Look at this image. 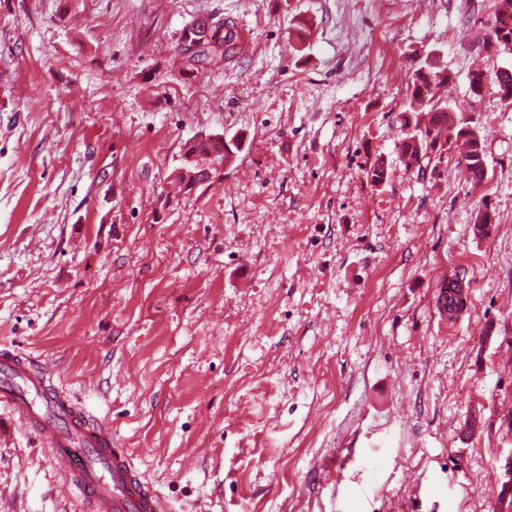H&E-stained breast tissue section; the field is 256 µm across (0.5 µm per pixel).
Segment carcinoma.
Wrapping results in <instances>:
<instances>
[{"label":"carcinoma","mask_w":512,"mask_h":512,"mask_svg":"<svg viewBox=\"0 0 512 512\" xmlns=\"http://www.w3.org/2000/svg\"><path fill=\"white\" fill-rule=\"evenodd\" d=\"M223 34H218L220 28ZM213 25L206 20L191 23L185 30L187 41L196 46L195 52L187 56L190 71H199L212 62L233 56L237 32L236 24L224 22V26ZM485 50L512 54V10L495 11L493 20L483 35ZM449 81L447 71L439 66L438 50L432 49L419 58L414 67L412 84L408 87L407 103L401 111V124L408 129L402 138L399 161L407 167L421 166V161L431 155L441 156L445 144H455L459 149L460 163L479 184L486 176V145L478 126L471 120L460 119L452 125L448 121L449 106L436 99L437 88ZM494 84L501 101L512 105V69L504 67L496 72ZM488 86V77L481 71L469 77V90L474 99L483 97ZM199 149L213 155L212 162L222 166L234 154L231 146L222 137H210ZM367 180L380 186L387 180L384 163L375 162L365 169ZM211 179V170L201 169L191 163L180 168L175 176L180 190H190L205 180ZM469 284L460 276H452L444 282L437 301H445L448 317L458 316L466 309Z\"/></svg>","instance_id":"carcinoma-1"}]
</instances>
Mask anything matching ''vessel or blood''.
I'll use <instances>...</instances> for the list:
<instances>
[{
	"instance_id": "obj_1",
	"label": "vessel or blood",
	"mask_w": 512,
	"mask_h": 512,
	"mask_svg": "<svg viewBox=\"0 0 512 512\" xmlns=\"http://www.w3.org/2000/svg\"><path fill=\"white\" fill-rule=\"evenodd\" d=\"M0 403L18 411L53 457L69 468L68 489L89 500L92 512H161L110 429L90 425L54 391L42 367L16 355L0 357Z\"/></svg>"
}]
</instances>
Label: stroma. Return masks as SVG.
Wrapping results in <instances>:
<instances>
[{"instance_id": "35a3bbf8", "label": "stroma", "mask_w": 512, "mask_h": 512, "mask_svg": "<svg viewBox=\"0 0 512 512\" xmlns=\"http://www.w3.org/2000/svg\"><path fill=\"white\" fill-rule=\"evenodd\" d=\"M493 11L0 0V354L109 427L162 512H484L512 453V107L469 94L512 60L481 47ZM201 18L250 51L189 71ZM432 48L482 184L453 150L427 174L398 159ZM215 135L239 145L222 178L176 190ZM66 480L0 405V512H89ZM469 284L466 283L464 277L452 276L448 281L444 282L440 289L437 298V303L440 304L443 297H445L444 310L448 312V317H457L462 311L466 309L468 301Z\"/></svg>"}]
</instances>
